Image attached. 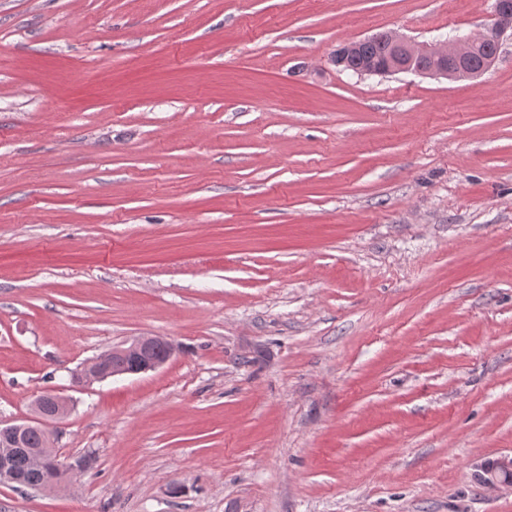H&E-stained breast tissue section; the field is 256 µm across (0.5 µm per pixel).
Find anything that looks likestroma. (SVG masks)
Returning <instances> with one entry per match:
<instances>
[{
  "label": "stroma",
  "mask_w": 512,
  "mask_h": 512,
  "mask_svg": "<svg viewBox=\"0 0 512 512\" xmlns=\"http://www.w3.org/2000/svg\"><path fill=\"white\" fill-rule=\"evenodd\" d=\"M493 0H0V422L72 398L0 512H512V42L343 43ZM157 371L83 383L133 336ZM493 9L494 22L478 39L467 37L461 42L443 47L424 46L388 32V42L380 36L372 38L373 35L350 41L335 49L329 60L336 68L347 70L344 67L349 57L350 66H357L366 59L384 60L390 52V46L391 53L385 61L364 62L355 73L385 75L394 72H413L452 79L476 78L494 65L502 40L508 31L512 40V2L495 0ZM479 45L485 46L486 51L478 53L476 47ZM356 48L358 49L353 54Z\"/></svg>",
  "instance_id": "1"
}]
</instances>
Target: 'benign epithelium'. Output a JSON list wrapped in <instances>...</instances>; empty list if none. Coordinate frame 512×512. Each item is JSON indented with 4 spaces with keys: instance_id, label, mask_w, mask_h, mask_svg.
<instances>
[{
    "instance_id": "7a95c632",
    "label": "benign epithelium",
    "mask_w": 512,
    "mask_h": 512,
    "mask_svg": "<svg viewBox=\"0 0 512 512\" xmlns=\"http://www.w3.org/2000/svg\"><path fill=\"white\" fill-rule=\"evenodd\" d=\"M494 22L480 37H467L443 47L424 46L393 32L387 33L391 53L381 63L367 61L355 70L357 74L385 75L413 72L420 75L443 76L452 79L476 78L495 63L502 40L512 32V0H494ZM363 40L350 41L335 49L330 62L338 68L347 64L353 50ZM175 354L174 344L161 336H139L116 345L85 364L81 372L86 382L104 381L121 375L153 371L167 363ZM70 410V399L58 393L38 396L33 404V416L13 424H0V485L15 487L21 476L14 465L15 455L22 449L24 436L38 428L45 437L46 449L52 448L50 422L64 419Z\"/></svg>"
}]
</instances>
